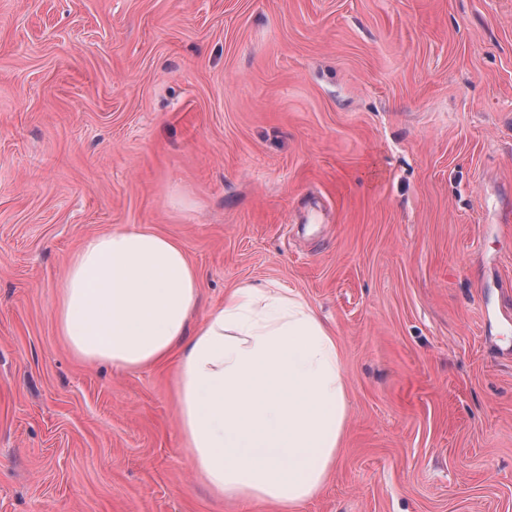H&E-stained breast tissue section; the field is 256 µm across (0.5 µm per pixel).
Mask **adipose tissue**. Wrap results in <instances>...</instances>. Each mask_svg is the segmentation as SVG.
<instances>
[{
	"mask_svg": "<svg viewBox=\"0 0 512 512\" xmlns=\"http://www.w3.org/2000/svg\"><path fill=\"white\" fill-rule=\"evenodd\" d=\"M198 301L181 242L123 228L73 254L55 319L88 363L131 370L177 357L180 438L213 495L299 512L324 489L347 426L336 336L288 288L241 286L194 328Z\"/></svg>",
	"mask_w": 512,
	"mask_h": 512,
	"instance_id": "1",
	"label": "adipose tissue"
}]
</instances>
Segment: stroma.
Wrapping results in <instances>:
<instances>
[{"mask_svg":"<svg viewBox=\"0 0 512 512\" xmlns=\"http://www.w3.org/2000/svg\"><path fill=\"white\" fill-rule=\"evenodd\" d=\"M183 243L200 313L298 292L348 421L301 512H512V0H0V512L214 497L173 364L77 360L88 237Z\"/></svg>","mask_w":512,"mask_h":512,"instance_id":"obj_1","label":"stroma"}]
</instances>
